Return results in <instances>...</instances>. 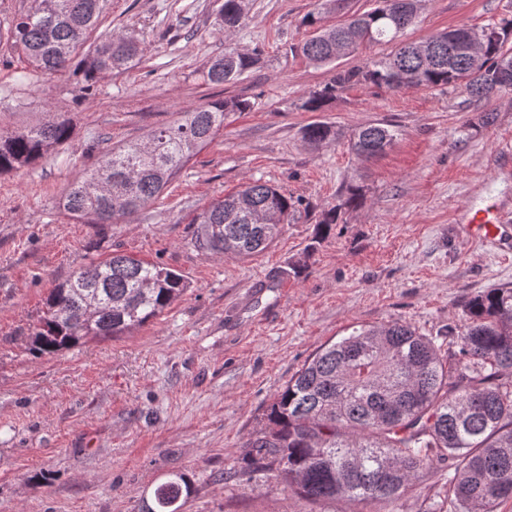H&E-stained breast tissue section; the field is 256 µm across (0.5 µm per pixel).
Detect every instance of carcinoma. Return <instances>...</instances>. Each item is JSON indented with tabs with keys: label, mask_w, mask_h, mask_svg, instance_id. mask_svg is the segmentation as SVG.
<instances>
[{
	"label": "carcinoma",
	"mask_w": 512,
	"mask_h": 512,
	"mask_svg": "<svg viewBox=\"0 0 512 512\" xmlns=\"http://www.w3.org/2000/svg\"><path fill=\"white\" fill-rule=\"evenodd\" d=\"M8 31L11 47L35 73L72 71L85 88L100 75L128 69L143 52L132 34L109 32L78 55L84 35L96 28L100 0H34ZM426 0H377L336 26L326 15L344 0H319L302 25L310 37L296 51L315 65L338 60L336 45L349 55L367 45L392 43L382 58L336 72L310 92L301 108L322 112L349 84L393 90L464 85L481 101L512 92V19L461 26L423 41L402 40ZM246 15L245 0H224L221 28L229 36ZM257 54L222 52L203 72L213 84L234 82L249 72ZM244 97L225 98L182 113L173 124L152 131L151 152L130 143L105 155L63 196L64 214L77 222L112 224L157 198L204 145L224 129V120L247 112ZM71 137L65 118L49 125L0 134V174L28 168ZM316 147L335 138L333 126L317 121L303 129ZM394 131L383 123L360 127L352 149L359 157L384 151ZM249 197L253 211L237 208ZM362 199L354 188L342 203L324 211L327 229L342 210ZM294 202L275 186L249 181L216 199L193 219L195 245L237 256L265 250L290 222ZM184 277L159 264L123 253L76 271L46 299L32 349L53 355L88 336H118L157 317L187 290ZM442 335L423 336L393 322L355 329L322 346L274 397L266 422L244 444L246 480L272 479L311 503L336 499L398 503L417 476L448 466V481L423 512H498L512 501V288H491L468 304L466 318ZM192 493L186 475L158 485L141 512H179Z\"/></svg>",
	"instance_id": "1"
}]
</instances>
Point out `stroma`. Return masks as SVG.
<instances>
[{
  "label": "stroma",
  "instance_id": "1",
  "mask_svg": "<svg viewBox=\"0 0 512 512\" xmlns=\"http://www.w3.org/2000/svg\"><path fill=\"white\" fill-rule=\"evenodd\" d=\"M224 0H103L101 31H129L139 62L104 75L27 72L7 45L33 0H0V132L66 115L68 143L0 175V512H138L170 474L194 491L180 512H320L275 482H246L243 443L277 391L319 347L361 326L411 325L426 336L461 325L469 300L512 286V242L471 237L457 215L493 195L512 225V94L478 101L463 87L340 89L325 111L303 98L337 68L390 53L376 45L336 65L295 56L316 0H247L232 36ZM512 18V0H428L406 39ZM259 51L240 80L211 84L224 51ZM241 95L164 193L113 224H77L58 207L69 183L113 146L144 139L177 113ZM314 121L334 140L302 139ZM392 125L384 153L358 158L356 128ZM273 184L296 211L264 252L199 249L192 219L247 180ZM360 187L364 200L318 234L324 210ZM119 251L182 274L188 290L159 316L52 356L31 341L52 288Z\"/></svg>",
  "mask_w": 512,
  "mask_h": 512
}]
</instances>
